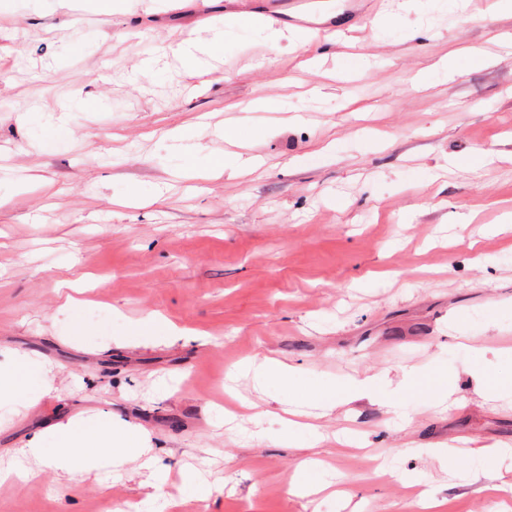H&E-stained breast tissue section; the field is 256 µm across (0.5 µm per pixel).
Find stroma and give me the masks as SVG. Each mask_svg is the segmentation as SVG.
<instances>
[{
  "instance_id": "stroma-1",
  "label": "stroma",
  "mask_w": 512,
  "mask_h": 512,
  "mask_svg": "<svg viewBox=\"0 0 512 512\" xmlns=\"http://www.w3.org/2000/svg\"><path fill=\"white\" fill-rule=\"evenodd\" d=\"M99 2L0 0V364L52 378L0 405V471L26 472L0 512H407L419 486L437 512H507L512 7L389 0L340 37L261 0ZM227 151L259 164L214 169ZM153 314L172 331L134 337ZM267 359L297 385L243 368ZM372 374L397 407L339 396L317 435L288 430L303 390ZM71 421L146 435L153 467L24 456ZM314 1L315 0H290L288 2V0H263L262 8L264 13L276 20H280L281 22H296L298 19L295 16H292L289 13V10L300 8ZM287 10L288 13L285 12Z\"/></svg>"
}]
</instances>
